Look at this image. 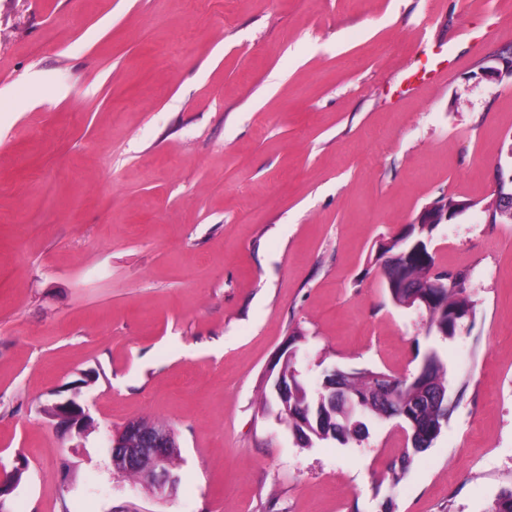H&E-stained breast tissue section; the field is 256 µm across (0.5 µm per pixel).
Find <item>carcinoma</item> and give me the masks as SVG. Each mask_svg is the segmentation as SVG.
Instances as JSON below:
<instances>
[{
	"mask_svg": "<svg viewBox=\"0 0 512 512\" xmlns=\"http://www.w3.org/2000/svg\"><path fill=\"white\" fill-rule=\"evenodd\" d=\"M434 224H410L407 234L380 244L374 257V265L385 270L387 254L410 253V263L406 268L409 287L403 288L396 283L387 289L394 305L402 308L418 307L427 315L429 328L441 339L453 338L460 324L474 312V305L466 288H457L447 284L435 287V279L431 270L435 265L434 256L429 251ZM288 383L294 385L300 396L288 395L277 403V417L285 423L295 439L303 447L310 443L335 440L345 445L354 439L352 433L360 427L367 426L369 418H381V407L369 405V397L384 372L374 369L342 370V384L351 402L329 406L322 398L323 390L309 392L296 371L295 363L288 361ZM447 369L437 351H432L422 366L411 379L396 384L392 390V398L397 408L402 411L398 418L406 422L409 430L411 446L406 448L399 459L390 466L392 476L398 480L410 468L413 456L431 447L434 440L441 434L443 426L452 413L451 408L436 409L429 406L424 409L423 416L416 422L409 421L414 412V401L420 397L419 385L426 384L431 388L448 390L446 380Z\"/></svg>",
	"mask_w": 512,
	"mask_h": 512,
	"instance_id": "obj_1",
	"label": "carcinoma"
}]
</instances>
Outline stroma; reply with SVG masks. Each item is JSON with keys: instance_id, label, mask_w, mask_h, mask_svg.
Listing matches in <instances>:
<instances>
[{"instance_id": "obj_1", "label": "stroma", "mask_w": 512, "mask_h": 512, "mask_svg": "<svg viewBox=\"0 0 512 512\" xmlns=\"http://www.w3.org/2000/svg\"><path fill=\"white\" fill-rule=\"evenodd\" d=\"M512 0H0V470L14 512H489L512 488ZM475 306L455 338L371 267L421 207ZM324 370L411 377L431 351L457 405L401 482L404 423L297 445L263 413L293 333ZM77 396L87 437L44 409ZM177 434L160 497L101 442ZM72 462L62 474V459ZM495 183L496 188L491 201L481 207L487 224H498V219L502 216H507L512 220V165L510 173L504 171L500 163L495 166ZM504 183L510 185V193L502 191ZM494 214L497 218L495 221L493 220Z\"/></svg>"}]
</instances>
